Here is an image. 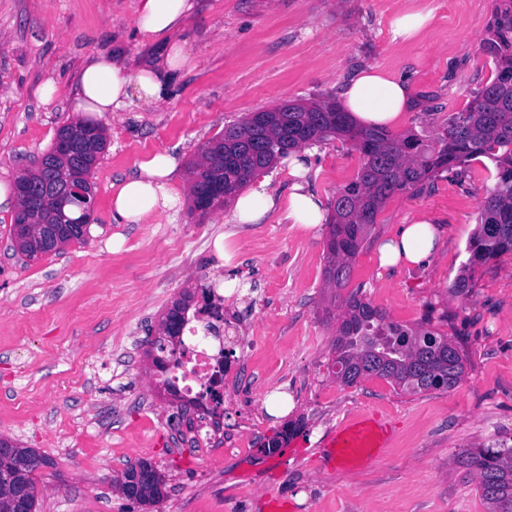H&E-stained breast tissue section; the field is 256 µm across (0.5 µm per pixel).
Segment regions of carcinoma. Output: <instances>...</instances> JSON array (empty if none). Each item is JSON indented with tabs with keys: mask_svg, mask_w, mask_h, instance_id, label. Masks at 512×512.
Returning a JSON list of instances; mask_svg holds the SVG:
<instances>
[{
	"mask_svg": "<svg viewBox=\"0 0 512 512\" xmlns=\"http://www.w3.org/2000/svg\"><path fill=\"white\" fill-rule=\"evenodd\" d=\"M495 64L494 78L479 90L466 107L448 116L439 136L428 141L415 133L394 135L384 128L357 125L333 97L252 112L244 120L224 127V133L202 148L201 162L192 165L193 202L220 207L258 172L305 145L330 140L351 144L360 164L354 178L331 200L324 277L335 288L346 287L352 264L368 241L383 203L396 192H418L441 172L484 156L492 160L497 181L484 201L478 228L470 237L469 266L486 263L512 253V84L500 75L512 74V0H495L489 37L482 46ZM82 126L95 131L88 162L97 164L105 149L104 129L95 123ZM43 168L25 171L18 180L35 187L56 175L68 180L51 148L43 154ZM31 203L44 224L39 236L48 238L47 250L81 242L85 234L79 206L67 207L71 224L55 223V205L38 194ZM24 221L22 210L15 213L10 228L18 251L37 259L29 240L16 236ZM191 294L173 303L166 318L172 325L165 335L182 334ZM344 315L333 341L336 378L346 385L375 376L386 379L407 393L455 387L464 375V360L447 337L424 326L408 328L385 322L383 314L352 292L342 301ZM0 512H19L17 496L29 498V510L36 512L38 496L36 471L48 461L33 448H23L0 439ZM466 465L479 476L481 495L488 512H512V448H477L466 457Z\"/></svg>",
	"mask_w": 512,
	"mask_h": 512,
	"instance_id": "cac0c4a2",
	"label": "carcinoma"
}]
</instances>
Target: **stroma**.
Masks as SVG:
<instances>
[{"instance_id":"35a3bbf8","label":"stroma","mask_w":512,"mask_h":512,"mask_svg":"<svg viewBox=\"0 0 512 512\" xmlns=\"http://www.w3.org/2000/svg\"><path fill=\"white\" fill-rule=\"evenodd\" d=\"M180 38L195 66L175 79L167 101L132 103L105 118L107 144L92 179L95 209L85 243L27 260L0 212V438L48 460L36 473V512H266L277 497L294 512H487L473 448L512 447V254L476 266L471 286L451 284L496 182L485 157L440 173L419 193L383 204L353 263L347 291L389 321L429 325L464 358L452 389L401 392L368 377L353 386L332 370L342 308L324 279L327 228L305 231L273 211L235 226L234 255L213 246L227 231V207L112 219L113 187L153 153L181 157L175 183L189 189V165L226 125L295 99L337 96L357 70L377 66L409 80L414 105L399 132L431 139L488 81L482 51L494 0H197ZM137 0H0V182L14 184L74 120L70 93L94 54L123 51L131 63L155 49L135 37ZM401 10L431 13L427 30L395 40ZM53 80L50 101L41 87ZM357 151L316 144L312 188L331 201L353 177ZM424 215L441 230L429 265L391 272L377 248L399 225ZM231 283L226 334L239 370L224 383V422L248 447L224 450L178 429L182 406L164 400L146 354L147 337L186 289ZM293 400L288 414L266 411L270 393ZM364 410L392 418L397 436L364 470L321 471L314 450L337 423ZM294 427L281 448L263 446ZM145 460L166 479L155 506L113 486L127 464Z\"/></svg>"}]
</instances>
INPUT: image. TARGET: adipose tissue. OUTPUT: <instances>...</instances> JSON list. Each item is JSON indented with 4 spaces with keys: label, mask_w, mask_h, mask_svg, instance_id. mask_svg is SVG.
<instances>
[{
    "label": "adipose tissue",
    "mask_w": 512,
    "mask_h": 512,
    "mask_svg": "<svg viewBox=\"0 0 512 512\" xmlns=\"http://www.w3.org/2000/svg\"><path fill=\"white\" fill-rule=\"evenodd\" d=\"M194 9V0H137L135 35L140 42L160 45L153 60L129 72L123 57L98 54L86 62L71 96L72 112L106 117L126 111L135 101L145 107L158 106L166 99L169 81L193 63L191 54L175 34ZM339 100L346 112L362 126L394 127L401 123L413 101L411 84L377 67L355 73L343 86ZM310 150L283 158L292 179L285 203H278L269 190L242 193L235 197L228 217L232 224H258L276 205H283L289 223L314 230L327 221V209L320 195L310 187ZM179 167L178 156L170 151L153 154L136 172L121 181L112 196V216L119 224H137L154 213L178 210L183 192L172 181ZM438 247V231L425 217L401 225L394 237L378 249L381 268L418 266L429 261Z\"/></svg>",
    "instance_id": "adipose-tissue-1"
}]
</instances>
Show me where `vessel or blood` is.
Listing matches in <instances>:
<instances>
[{
    "label": "vessel or blood",
    "instance_id": "b4317fda",
    "mask_svg": "<svg viewBox=\"0 0 512 512\" xmlns=\"http://www.w3.org/2000/svg\"><path fill=\"white\" fill-rule=\"evenodd\" d=\"M396 435V426L375 411H362L339 422L319 448L316 461L327 469L368 467L379 462Z\"/></svg>",
    "mask_w": 512,
    "mask_h": 512
}]
</instances>
